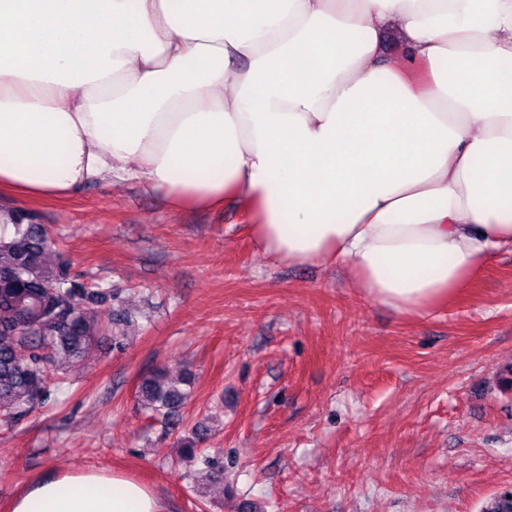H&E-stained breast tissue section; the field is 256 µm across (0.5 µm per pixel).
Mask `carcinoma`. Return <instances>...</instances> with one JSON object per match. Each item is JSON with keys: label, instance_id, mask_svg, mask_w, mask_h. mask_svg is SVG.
<instances>
[{"label": "carcinoma", "instance_id": "obj_1", "mask_svg": "<svg viewBox=\"0 0 512 512\" xmlns=\"http://www.w3.org/2000/svg\"><path fill=\"white\" fill-rule=\"evenodd\" d=\"M115 299L112 289L72 275L45 225L24 211L0 210V420L16 422L45 403L105 331L130 322L125 310H103ZM135 396L170 420L184 392L160 369L140 378ZM482 512H512V491L490 498Z\"/></svg>", "mask_w": 512, "mask_h": 512}]
</instances>
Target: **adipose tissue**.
Here are the masks:
<instances>
[{"instance_id": "ef3b65f1", "label": "adipose tissue", "mask_w": 512, "mask_h": 512, "mask_svg": "<svg viewBox=\"0 0 512 512\" xmlns=\"http://www.w3.org/2000/svg\"><path fill=\"white\" fill-rule=\"evenodd\" d=\"M92 182L238 201L263 255L431 314L512 252V0H0V193ZM11 512L165 507L68 471Z\"/></svg>"}]
</instances>
